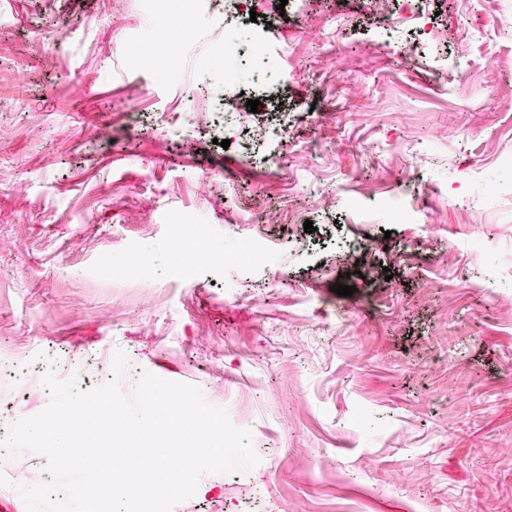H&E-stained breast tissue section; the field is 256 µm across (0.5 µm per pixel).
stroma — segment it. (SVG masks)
I'll use <instances>...</instances> for the list:
<instances>
[{
    "instance_id": "1",
    "label": "stroma",
    "mask_w": 512,
    "mask_h": 512,
    "mask_svg": "<svg viewBox=\"0 0 512 512\" xmlns=\"http://www.w3.org/2000/svg\"><path fill=\"white\" fill-rule=\"evenodd\" d=\"M426 8L405 59L406 28L352 0H310L305 31L254 0L232 25L287 45V109L224 148L158 119L223 86V23L189 14L198 42L148 77L138 0H0V429L45 409L46 371L86 390L121 350L125 396L144 371L192 384L252 432L259 464L172 512H512V0ZM314 72L336 76L317 96ZM488 175L498 197H466Z\"/></svg>"
}]
</instances>
